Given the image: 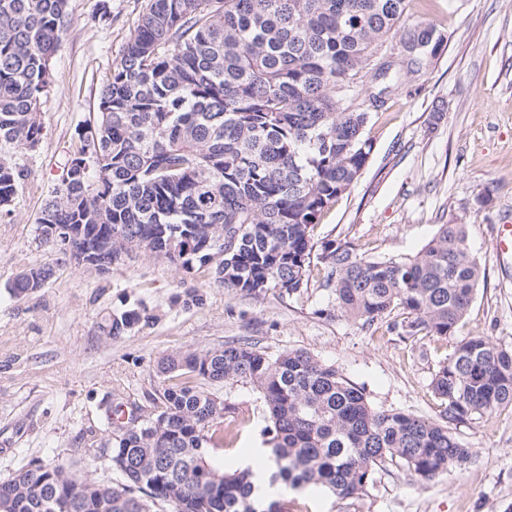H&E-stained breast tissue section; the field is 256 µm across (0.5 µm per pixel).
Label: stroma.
I'll return each mask as SVG.
<instances>
[{"mask_svg": "<svg viewBox=\"0 0 512 512\" xmlns=\"http://www.w3.org/2000/svg\"><path fill=\"white\" fill-rule=\"evenodd\" d=\"M100 1L68 2L71 24L50 63L36 151L0 147L1 158L29 171L10 220L0 222V481L29 462L59 457L110 479L108 409L152 412L163 357L233 340L256 342L273 356L307 350L364 388L375 406L436 418L430 382L454 339L404 341L383 322L367 329L323 316L328 295L314 280L297 298L275 289L235 295L210 284L206 272L178 269L147 251L104 276L57 264L56 253L38 242L41 210L147 4L105 0L104 19ZM408 14L433 20L447 45L373 113L369 163L314 235L347 240L372 257L401 258L416 255L440 225H468L485 279L458 333L512 349V265H501L493 251L497 225L512 221V0H410ZM45 263L56 274L44 288L23 299L10 295L23 269ZM127 309L139 310L141 321L117 338L100 335L105 318ZM212 391L235 405L243 423L236 443L207 453L214 468L228 470L247 448L266 445L265 406L244 381ZM456 434L474 459L431 481L388 461L355 499L281 482L275 495L288 512H512V408L474 417ZM91 445L102 453L89 463L76 451Z\"/></svg>", "mask_w": 512, "mask_h": 512, "instance_id": "1", "label": "stroma"}]
</instances>
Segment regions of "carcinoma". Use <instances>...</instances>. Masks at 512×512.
<instances>
[{
  "mask_svg": "<svg viewBox=\"0 0 512 512\" xmlns=\"http://www.w3.org/2000/svg\"><path fill=\"white\" fill-rule=\"evenodd\" d=\"M408 0H148L99 94L92 139L66 160V178L38 225H82V239L40 240L65 259L100 251L102 273L145 242L185 271L204 270L230 293L294 296L312 265L330 308L364 328L398 311L402 339L456 334L484 278L465 224H442L414 257L370 258L344 239L314 240L318 218L366 167L370 114L404 75L426 69L445 36L406 23ZM70 24L68 0H0V144L34 151L43 132L47 62ZM394 41L398 68L381 64ZM372 74L371 91L363 77ZM0 161V221L26 180ZM55 274L22 271L24 298ZM141 319L99 325L110 338ZM159 411L130 414L113 432L117 482L64 462H31L0 481L10 512H288L252 495L248 470L218 472L206 448L238 434L235 407L208 386L247 381L272 423V460L296 489L359 497L377 467L399 461L422 481L474 458L455 433L476 415L512 406V350L459 339L431 380L443 410L431 421L378 408L363 388L303 350L275 357L247 341L161 362Z\"/></svg>",
  "mask_w": 512,
  "mask_h": 512,
  "instance_id": "carcinoma-1",
  "label": "carcinoma"
}]
</instances>
